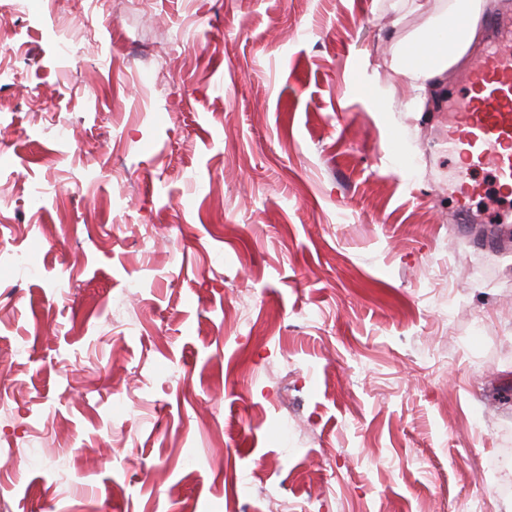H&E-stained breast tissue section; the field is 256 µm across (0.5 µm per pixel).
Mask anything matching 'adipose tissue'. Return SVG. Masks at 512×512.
Masks as SVG:
<instances>
[{
  "label": "adipose tissue",
  "instance_id": "obj_1",
  "mask_svg": "<svg viewBox=\"0 0 512 512\" xmlns=\"http://www.w3.org/2000/svg\"><path fill=\"white\" fill-rule=\"evenodd\" d=\"M478 20L476 0H451L448 8L436 18L430 31L398 42L394 48L395 66L399 75L408 79L419 99L434 95L445 70L462 59L467 45L461 41H436L437 33L448 30L457 16Z\"/></svg>",
  "mask_w": 512,
  "mask_h": 512
}]
</instances>
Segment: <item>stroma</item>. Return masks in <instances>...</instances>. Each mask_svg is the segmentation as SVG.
Wrapping results in <instances>:
<instances>
[{
	"instance_id": "obj_1",
	"label": "stroma",
	"mask_w": 512,
	"mask_h": 512,
	"mask_svg": "<svg viewBox=\"0 0 512 512\" xmlns=\"http://www.w3.org/2000/svg\"><path fill=\"white\" fill-rule=\"evenodd\" d=\"M440 2L0 0V512H503L456 176L512 191L391 67Z\"/></svg>"
}]
</instances>
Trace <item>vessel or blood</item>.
<instances>
[{
  "instance_id": "vessel-or-blood-1",
  "label": "vessel or blood",
  "mask_w": 512,
  "mask_h": 512,
  "mask_svg": "<svg viewBox=\"0 0 512 512\" xmlns=\"http://www.w3.org/2000/svg\"><path fill=\"white\" fill-rule=\"evenodd\" d=\"M492 49L480 54L464 75L466 93L448 113V149L472 167H487L499 189H512V18L488 22Z\"/></svg>"
}]
</instances>
